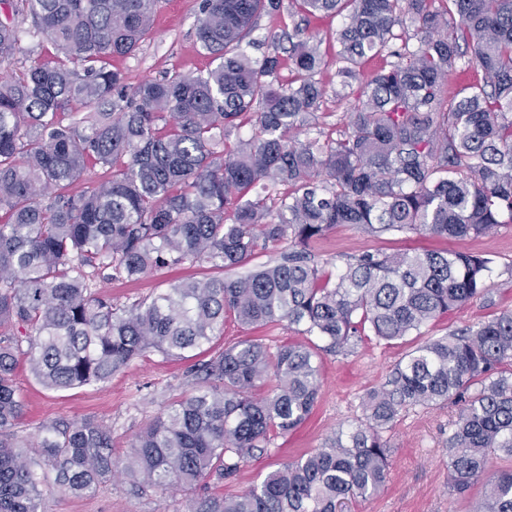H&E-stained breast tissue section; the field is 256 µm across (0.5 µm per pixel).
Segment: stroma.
<instances>
[{
	"instance_id": "1",
	"label": "stroma",
	"mask_w": 512,
	"mask_h": 512,
	"mask_svg": "<svg viewBox=\"0 0 512 512\" xmlns=\"http://www.w3.org/2000/svg\"><path fill=\"white\" fill-rule=\"evenodd\" d=\"M199 0H160L152 30L139 49L127 56H116L112 66L120 70L129 85L161 77L169 70L203 72L211 60L196 39ZM308 26L329 50L338 22L322 17L304 22L289 8L260 17L253 33L264 39L268 32H290ZM319 79L328 96L320 108L319 126L334 136L347 122L350 103H336L334 67L322 68ZM451 249L486 254L497 265L490 280V302L474 300L463 309L433 321L425 334L439 337L466 326L485 322L500 312L512 310V223L502 224L476 238H429L417 234L371 236L355 226L341 224L312 241L310 252L323 271L335 272L341 258L364 251L400 253L409 249ZM209 264L186 262L148 276L136 283L115 281L102 291L113 302L127 304L148 297L170 284L214 276ZM245 339H254L270 348L300 341L301 336L287 324L260 328L242 327L233 315H225L224 327L212 340L219 348ZM416 338L396 345L371 339L345 354L323 356L319 402L312 418L297 430L275 436L266 452L250 458L235 478H208L195 490H155L136 493L125 477L101 484L91 495L74 496L62 490H41L38 512H188L195 499L215 493L234 497L248 490L275 471L284 458L299 456L324 446L338 428L364 422L362 400L381 387L395 365L414 347ZM211 346V347H212ZM209 349V348H208ZM207 348L187 352L184 359L166 360L149 352L131 362L103 384L54 391L44 388L19 364L14 385L24 403V414L17 428L21 439L36 441L41 429L60 421L91 418L112 427V457L124 462L136 435L158 416L170 400L189 391L186 372L208 354ZM459 405L441 407L408 406L402 409L384 437L390 445V469L385 487L375 496L349 502L345 512H471L484 495L483 484H475L466 495L453 491L448 476V433L457 421Z\"/></svg>"
}]
</instances>
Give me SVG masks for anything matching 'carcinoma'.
Masks as SVG:
<instances>
[{
  "mask_svg": "<svg viewBox=\"0 0 512 512\" xmlns=\"http://www.w3.org/2000/svg\"><path fill=\"white\" fill-rule=\"evenodd\" d=\"M428 2L289 0L306 19L341 17L336 98L349 97L367 59L389 58L360 82L337 138L318 130L326 60L317 37L297 27L252 53L258 19L280 0H200L196 38L214 66L134 87L110 59L138 49L157 0L11 4L0 63L22 51L25 21L56 56L0 82V512H38L51 474L74 495L118 472L140 492L232 478L311 416L321 354L371 335L401 344L491 300L489 256L363 252L332 280L307 251L338 224L462 238L512 222V0H445L441 12ZM465 63L482 81L450 98L448 75ZM246 114L256 120L244 138ZM91 164L111 178L86 179ZM284 239L291 248L280 260L245 274L179 282L122 307L97 292L186 261L228 273ZM227 313L247 328L285 322L312 340L274 353L256 340L213 351L187 372L193 392L143 428L119 471L112 427L91 419L45 427L29 456L16 432L20 358L50 390L104 383L147 352L178 359L211 342ZM271 377L275 386L255 395ZM449 402L461 406L448 436L452 488L482 481L476 512H512V469H488L490 453L512 457L511 311L424 339L367 393L366 423L338 429L244 494L199 498L189 512H336L384 488L383 432L402 408Z\"/></svg>",
  "mask_w": 512,
  "mask_h": 512,
  "instance_id": "obj_1",
  "label": "carcinoma"
}]
</instances>
